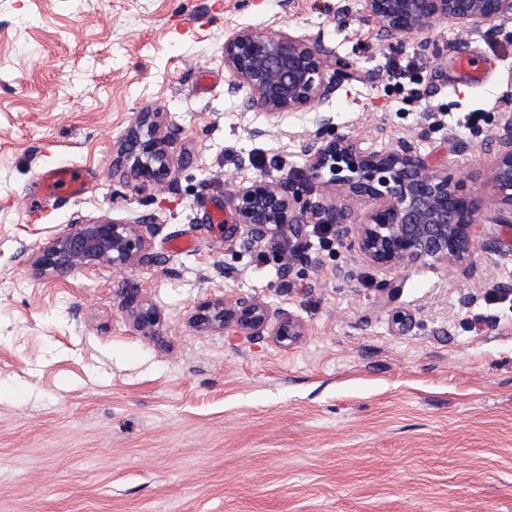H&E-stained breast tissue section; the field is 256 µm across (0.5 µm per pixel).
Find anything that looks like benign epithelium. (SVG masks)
Listing matches in <instances>:
<instances>
[{
  "label": "benign epithelium",
  "instance_id": "benign-epithelium-1",
  "mask_svg": "<svg viewBox=\"0 0 512 512\" xmlns=\"http://www.w3.org/2000/svg\"><path fill=\"white\" fill-rule=\"evenodd\" d=\"M365 18L389 46L409 33L447 20L466 33L495 21L512 19V0H366ZM329 49L319 39L240 28L224 38V67L233 81L229 92L246 90L249 110L280 115L303 112L328 98L350 73H328ZM331 119L320 120L304 151L310 162L302 180L258 178L227 192L235 223L224 236L244 230L243 243L261 247L273 238L299 240L307 224H332L347 246L368 263L385 269L427 263L450 266L470 259L476 248L477 200L463 190L466 177L436 171L416 141L401 139L388 150L372 151L343 134H330ZM161 112H140L122 138L124 176L144 186L170 182L171 132ZM496 162L489 182L505 208L497 222L512 223V121L496 132ZM348 199L379 205L364 213L340 203ZM160 225L98 218L72 224L35 260L41 271L63 275L112 264H147L148 245ZM134 325L146 331L156 324L155 308L132 288L125 297ZM194 324L201 329L232 330L240 336L266 334L290 344L305 335V325L284 308H270L253 297L216 299L199 307Z\"/></svg>",
  "mask_w": 512,
  "mask_h": 512
}]
</instances>
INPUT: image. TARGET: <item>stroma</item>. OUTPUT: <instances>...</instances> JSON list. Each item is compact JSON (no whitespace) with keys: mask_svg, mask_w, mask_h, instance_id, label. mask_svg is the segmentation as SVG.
I'll return each instance as SVG.
<instances>
[{"mask_svg":"<svg viewBox=\"0 0 512 512\" xmlns=\"http://www.w3.org/2000/svg\"><path fill=\"white\" fill-rule=\"evenodd\" d=\"M245 26L321 37L354 77L306 112L247 111L224 67L225 35ZM401 49L411 88L387 80L394 51L364 0H0V512H512V227L485 185L512 21L464 35L440 20ZM140 112L179 130L175 190L116 170ZM325 116L363 147L412 138L467 173L476 238L500 251L382 271L341 240L306 235L287 260L225 237L211 218L230 186L303 178ZM58 166L88 171L82 195L33 193ZM99 217L160 223V264L34 267ZM181 239L191 249L172 251ZM130 288L156 307L153 334ZM241 294L295 313L305 336L194 325L200 303ZM125 297V307L129 308L134 325L146 331L156 324L155 308L139 297L137 289L130 288Z\"/></svg>","mask_w":512,"mask_h":512,"instance_id":"stroma-1","label":"stroma"}]
</instances>
